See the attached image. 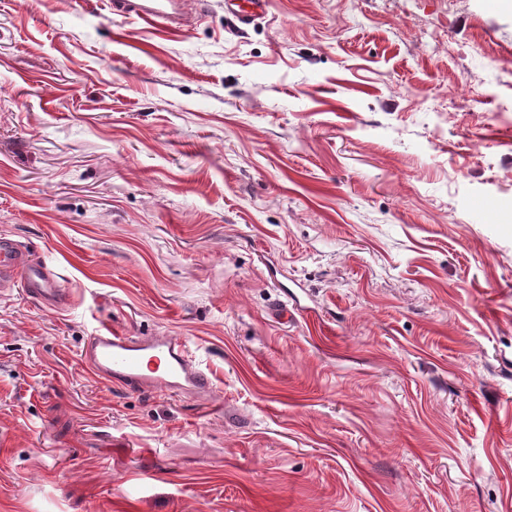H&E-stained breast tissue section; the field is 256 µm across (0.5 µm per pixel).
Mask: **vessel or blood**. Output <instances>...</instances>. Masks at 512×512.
<instances>
[{"mask_svg":"<svg viewBox=\"0 0 512 512\" xmlns=\"http://www.w3.org/2000/svg\"><path fill=\"white\" fill-rule=\"evenodd\" d=\"M269 0H224V16L233 26L263 16ZM113 13L147 23H179L184 0H112ZM22 289L48 309L70 302L53 272L19 241L0 234V290ZM84 369L100 381L141 394L168 393L207 402L213 391L208 372L186 342L177 336H131L107 328L95 329L81 351Z\"/></svg>","mask_w":512,"mask_h":512,"instance_id":"b4317fda","label":"vessel or blood"}]
</instances>
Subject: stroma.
Listing matches in <instances>:
<instances>
[{
	"label": "stroma",
	"instance_id": "1",
	"mask_svg": "<svg viewBox=\"0 0 512 512\" xmlns=\"http://www.w3.org/2000/svg\"><path fill=\"white\" fill-rule=\"evenodd\" d=\"M0 233L73 298L0 294V512H512L498 0H0ZM100 326L211 405L90 377ZM112 12L147 23L180 24L185 15L183 0H111ZM268 6L269 0H224V16L240 29L263 16ZM80 362L100 381L141 394L168 393L206 403L213 392L208 372L178 336H131L97 328Z\"/></svg>",
	"mask_w": 512,
	"mask_h": 512
}]
</instances>
